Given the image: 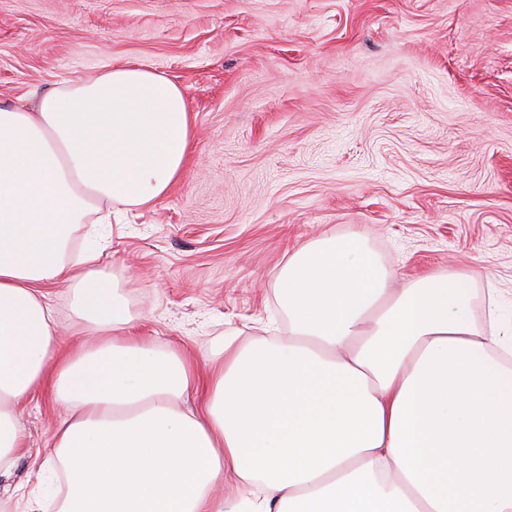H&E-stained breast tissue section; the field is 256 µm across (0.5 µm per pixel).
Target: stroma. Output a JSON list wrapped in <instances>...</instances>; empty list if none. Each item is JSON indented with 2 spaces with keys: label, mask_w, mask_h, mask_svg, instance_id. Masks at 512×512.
Masks as SVG:
<instances>
[{
  "label": "stroma",
  "mask_w": 512,
  "mask_h": 512,
  "mask_svg": "<svg viewBox=\"0 0 512 512\" xmlns=\"http://www.w3.org/2000/svg\"><path fill=\"white\" fill-rule=\"evenodd\" d=\"M138 65L183 90L195 149L149 207L99 230V268L159 351L199 372L234 333L288 331L274 274L325 233L396 273L468 277L512 321V0H0V106ZM0 512L62 410L21 402Z\"/></svg>",
  "instance_id": "1"
}]
</instances>
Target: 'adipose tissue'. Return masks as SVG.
<instances>
[{"mask_svg": "<svg viewBox=\"0 0 512 512\" xmlns=\"http://www.w3.org/2000/svg\"><path fill=\"white\" fill-rule=\"evenodd\" d=\"M193 150L182 90L139 66L0 108V471L24 446L22 400L65 407L26 512H45L56 468L58 512H512L505 330L474 323L466 278L396 288L363 238L323 236L276 274L287 336L225 343L201 384L190 353L138 335L99 252L67 257L72 225L104 201L152 204ZM63 281L99 344L60 342L49 289ZM192 390L198 411L181 410ZM227 474L230 502L213 493Z\"/></svg>", "mask_w": 512, "mask_h": 512, "instance_id": "adipose-tissue-1", "label": "adipose tissue"}]
</instances>
